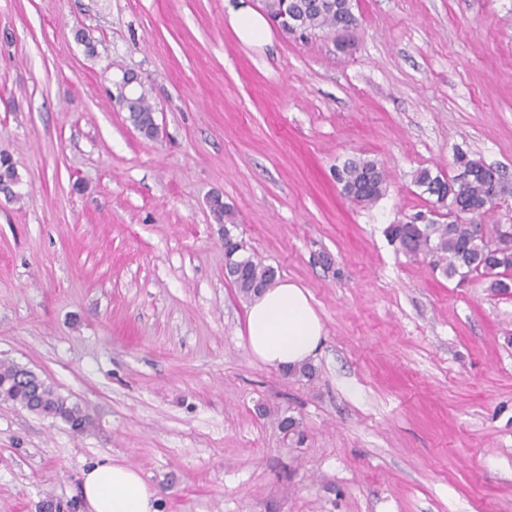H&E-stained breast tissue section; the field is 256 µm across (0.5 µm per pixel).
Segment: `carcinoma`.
Listing matches in <instances>:
<instances>
[{"mask_svg":"<svg viewBox=\"0 0 512 512\" xmlns=\"http://www.w3.org/2000/svg\"><path fill=\"white\" fill-rule=\"evenodd\" d=\"M268 18L298 19L309 33L336 37L338 32L352 34L356 26L353 0H263ZM119 108L127 113L130 124L151 136L152 106L145 89L125 93L116 88ZM457 173L445 175L424 168L414 174V184L430 197L429 206L404 221L387 225L383 233L396 250L410 256L429 259L432 269L447 278L480 276L491 293L512 296V224H484L482 219L496 205L490 198L494 177L502 172L472 159L462 150L454 154ZM3 190L10 193L20 177L10 158L0 156ZM336 182L342 194L362 205H372L387 191L389 175L377 161L366 157L347 159L336 169ZM224 228V260L228 278L244 298L274 280V270L248 252L246 244L235 237L234 211L220 203L211 209ZM0 402L18 405L32 413L60 420L71 429L84 431L90 416L77 403L68 401L54 388L29 370L14 363L0 362Z\"/></svg>","mask_w":512,"mask_h":512,"instance_id":"carcinoma-1","label":"carcinoma"}]
</instances>
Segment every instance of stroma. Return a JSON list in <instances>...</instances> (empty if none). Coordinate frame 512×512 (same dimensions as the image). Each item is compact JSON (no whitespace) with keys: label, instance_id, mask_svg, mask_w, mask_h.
Instances as JSON below:
<instances>
[{"label":"stroma","instance_id":"stroma-1","mask_svg":"<svg viewBox=\"0 0 512 512\" xmlns=\"http://www.w3.org/2000/svg\"><path fill=\"white\" fill-rule=\"evenodd\" d=\"M241 2L0 0V361L93 420L0 403V512H86L106 458L163 512H512V296L383 234L456 150L512 180V0H356L346 52L244 43ZM127 71L157 138L111 97ZM356 156L390 174L369 207L334 179ZM215 194L309 291L313 377L250 355Z\"/></svg>","mask_w":512,"mask_h":512}]
</instances>
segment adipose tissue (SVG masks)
<instances>
[{
	"label": "adipose tissue",
	"mask_w": 512,
	"mask_h": 512,
	"mask_svg": "<svg viewBox=\"0 0 512 512\" xmlns=\"http://www.w3.org/2000/svg\"><path fill=\"white\" fill-rule=\"evenodd\" d=\"M245 332L252 356L278 370L308 364L325 340L308 291L287 280L253 297ZM82 496L88 512H161L158 497L140 472L110 460L84 472Z\"/></svg>",
	"instance_id": "1"
}]
</instances>
